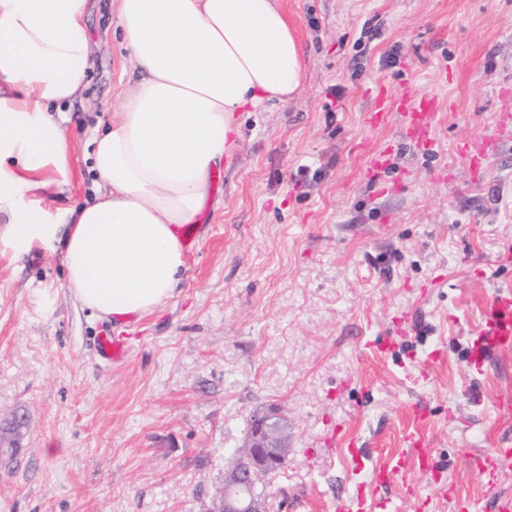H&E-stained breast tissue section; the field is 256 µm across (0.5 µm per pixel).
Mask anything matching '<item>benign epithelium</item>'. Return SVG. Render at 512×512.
Instances as JSON below:
<instances>
[{
  "label": "benign epithelium",
  "instance_id": "benign-epithelium-1",
  "mask_svg": "<svg viewBox=\"0 0 512 512\" xmlns=\"http://www.w3.org/2000/svg\"><path fill=\"white\" fill-rule=\"evenodd\" d=\"M279 422L273 414L254 416L244 451L225 470L224 489L213 500V512H267L266 499L256 486L286 461Z\"/></svg>",
  "mask_w": 512,
  "mask_h": 512
}]
</instances>
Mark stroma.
I'll use <instances>...</instances> for the list:
<instances>
[{"instance_id": "35a3bbf8", "label": "stroma", "mask_w": 512, "mask_h": 512, "mask_svg": "<svg viewBox=\"0 0 512 512\" xmlns=\"http://www.w3.org/2000/svg\"><path fill=\"white\" fill-rule=\"evenodd\" d=\"M306 65L300 94L240 115V144L185 244L165 305L123 326L74 299L61 252H16L0 214V419L28 420L0 469V512H210L224 463L254 415L282 418L290 453L268 512H333L337 496L395 512H448L483 488L465 457L486 447L489 402L512 387V353L468 364V340L496 286L512 280V138L481 170L480 149L512 90V0H283ZM88 85L63 114L74 180L50 210L93 199L90 135L111 124L128 80L112 0H88ZM432 98L445 118L425 153L399 124L368 128L377 86ZM388 151L379 181L368 152ZM410 319L396 350L366 344ZM127 349L102 361L95 338ZM447 361L429 362L433 350ZM423 402L437 463L414 495L378 490L373 469L403 451ZM358 435L363 469L345 437ZM96 350L102 359L115 365H122L126 359L124 344L115 336L103 333L97 336Z\"/></svg>"}]
</instances>
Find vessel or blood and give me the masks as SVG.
<instances>
[{
    "instance_id": "obj_1",
    "label": "vessel or blood",
    "mask_w": 512,
    "mask_h": 512,
    "mask_svg": "<svg viewBox=\"0 0 512 512\" xmlns=\"http://www.w3.org/2000/svg\"><path fill=\"white\" fill-rule=\"evenodd\" d=\"M433 100L413 97L402 92L396 95L379 90L369 112L366 124L374 129L384 128L392 122H400L403 133L419 147L431 149L435 141L433 133L444 120ZM98 355L115 365L123 364L126 351L123 342L114 336H98ZM512 351V282L500 283L489 297L483 311V320L469 340V366L482 370L486 359L497 352ZM497 414L496 421L486 431L487 451L469 455L470 469L481 479L485 494L479 498L457 495L443 491L442 498L448 504V512H512V494L500 490L499 481L505 467L512 465V448L500 442L498 434L502 428V415L512 413V390H499L492 399ZM425 414L414 409L413 424L404 437L405 452L388 456L373 470L376 487L384 488L390 483L407 485L411 469L428 473L433 469L431 443L424 429Z\"/></svg>"
}]
</instances>
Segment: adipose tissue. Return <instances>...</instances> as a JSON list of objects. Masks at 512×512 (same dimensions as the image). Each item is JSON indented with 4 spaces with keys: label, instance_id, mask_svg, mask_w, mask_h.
<instances>
[{
    "label": "adipose tissue",
    "instance_id": "ef3b65f1",
    "mask_svg": "<svg viewBox=\"0 0 512 512\" xmlns=\"http://www.w3.org/2000/svg\"><path fill=\"white\" fill-rule=\"evenodd\" d=\"M113 5L134 79L92 139L99 191L55 215L38 193L73 176L52 108L86 86V0H0V212L17 251L61 249L75 299L121 319L173 296L185 266L179 231L205 208L240 112L295 98L306 68L281 0Z\"/></svg>",
    "mask_w": 512,
    "mask_h": 512
}]
</instances>
